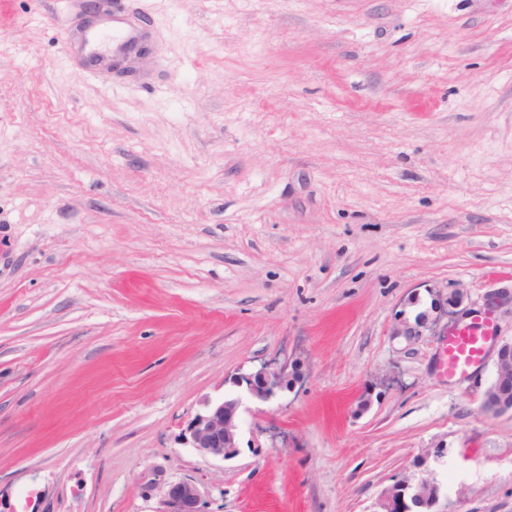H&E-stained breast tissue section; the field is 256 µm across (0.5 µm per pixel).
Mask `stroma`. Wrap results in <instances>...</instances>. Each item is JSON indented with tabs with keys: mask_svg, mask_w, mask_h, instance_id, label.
Here are the masks:
<instances>
[{
	"mask_svg": "<svg viewBox=\"0 0 512 512\" xmlns=\"http://www.w3.org/2000/svg\"><path fill=\"white\" fill-rule=\"evenodd\" d=\"M150 55L72 54L80 0L0 22V494L16 512H512L493 354L441 373L411 296L512 289V0H122ZM300 357L239 453L180 435ZM442 458H435L438 444ZM233 384L246 385L248 394L259 402H268L284 391L293 388L301 380V363L298 360L284 358L275 359L263 364L259 369L248 374H238ZM288 381L292 385L288 388ZM155 512H210L204 491L189 481L169 485Z\"/></svg>",
	"mask_w": 512,
	"mask_h": 512,
	"instance_id": "stroma-1",
	"label": "stroma"
}]
</instances>
